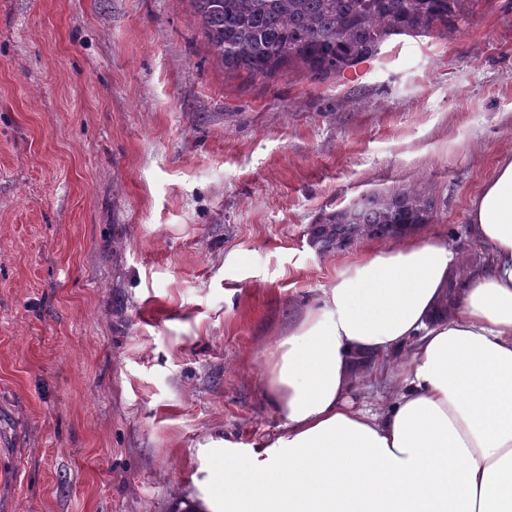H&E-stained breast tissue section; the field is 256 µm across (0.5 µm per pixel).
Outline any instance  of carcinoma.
<instances>
[{
  "label": "carcinoma",
  "mask_w": 512,
  "mask_h": 512,
  "mask_svg": "<svg viewBox=\"0 0 512 512\" xmlns=\"http://www.w3.org/2000/svg\"><path fill=\"white\" fill-rule=\"evenodd\" d=\"M217 63L270 77L300 64L318 79L379 56L392 36L458 29L475 0H190ZM435 221L433 199L414 187L371 191L325 218L349 243L393 238L397 226Z\"/></svg>",
  "instance_id": "carcinoma-1"
}]
</instances>
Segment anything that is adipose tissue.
<instances>
[{
    "label": "adipose tissue",
    "instance_id": "1",
    "mask_svg": "<svg viewBox=\"0 0 512 512\" xmlns=\"http://www.w3.org/2000/svg\"><path fill=\"white\" fill-rule=\"evenodd\" d=\"M491 270L450 292L447 243L403 237L357 260L272 353L277 434L220 439L203 512H512V157L472 201ZM388 407H354L364 369L403 348Z\"/></svg>",
    "mask_w": 512,
    "mask_h": 512
}]
</instances>
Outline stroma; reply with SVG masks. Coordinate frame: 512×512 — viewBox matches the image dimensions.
<instances>
[{
    "label": "stroma",
    "instance_id": "35a3bbf8",
    "mask_svg": "<svg viewBox=\"0 0 512 512\" xmlns=\"http://www.w3.org/2000/svg\"><path fill=\"white\" fill-rule=\"evenodd\" d=\"M511 154L512 0L324 80L224 70L189 0H0V512H174L202 446L276 433L281 337L397 244L313 225L411 184L416 237L474 273L470 204Z\"/></svg>",
    "mask_w": 512,
    "mask_h": 512
}]
</instances>
